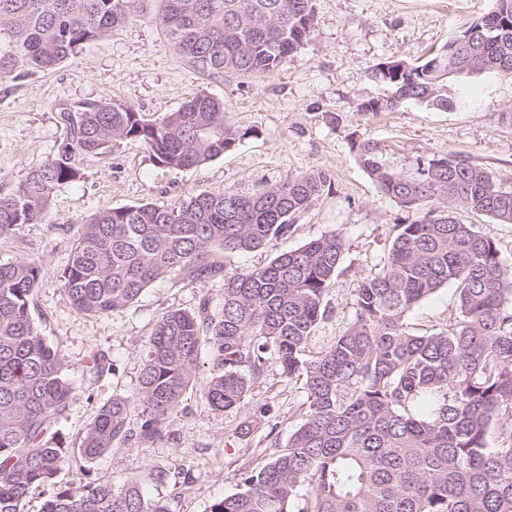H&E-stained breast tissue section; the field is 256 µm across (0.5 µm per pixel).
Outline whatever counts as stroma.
I'll use <instances>...</instances> for the list:
<instances>
[{"mask_svg":"<svg viewBox=\"0 0 512 512\" xmlns=\"http://www.w3.org/2000/svg\"><path fill=\"white\" fill-rule=\"evenodd\" d=\"M313 5L310 37L264 79L194 70L155 24L158 0H140L137 16L112 36L87 43L48 72L0 83L2 194L57 157L67 136L57 114L62 105L117 99L154 121L204 92L223 101L226 124L242 135L224 156L182 170L155 163L133 139L105 156L77 157L80 179L57 189L45 219L0 236V263L26 259L41 268L33 313L43 335L59 345L73 382L70 408L58 423L67 442L77 441L104 403L134 397L142 348L164 312L197 311L205 298L216 308L224 299L220 280L202 287L162 279L127 309L77 313L61 288V275L79 227L99 211L147 202L174 207L214 190L247 195L308 170L327 173L330 185L287 238L225 260L227 269L249 270L321 235L341 238L342 260L326 295L330 314L310 341L316 352L329 347L352 319L356 290L386 264L397 225L420 217L378 188L358 165L352 141L379 143L389 168L409 177L418 176L431 159L461 155L491 169L500 189L512 192V78L480 74L455 80L458 104L447 111L413 102L375 117L360 110L362 102L390 94L370 76L375 63L425 57L487 15L495 0H313ZM458 315L457 293L448 285L415 307L408 322L422 333ZM93 347L107 351L116 366L97 381L85 374ZM306 412L302 381L284 377L271 363L238 407L216 412L201 387H194L166 441L123 443L92 463L65 470L60 482L119 486L135 477L148 496H166L170 512H207L212 501L235 492L237 470L264 465L287 444ZM160 469L189 470L194 481L172 494L152 479Z\"/></svg>","mask_w":512,"mask_h":512,"instance_id":"obj_1","label":"stroma"}]
</instances>
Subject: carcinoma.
I'll use <instances>...</instances> for the list:
<instances>
[{
    "label": "carcinoma",
    "instance_id": "cac0c4a2",
    "mask_svg": "<svg viewBox=\"0 0 512 512\" xmlns=\"http://www.w3.org/2000/svg\"><path fill=\"white\" fill-rule=\"evenodd\" d=\"M139 0H0V82L54 69L88 42L138 12ZM312 0H160L155 22L176 52L210 76L273 74L308 38ZM512 77V0L495 8L419 64L387 60L371 76L394 89L360 110L396 112L406 101L438 110L456 105L461 74ZM68 137L56 158L0 195V236L41 222L56 190L80 178L74 158L106 155L125 139L153 160L187 169L224 155L240 140L224 123V105L205 93L146 121L121 100L60 109ZM359 165L400 206L422 212L396 225L386 264L364 280L355 313L333 344L308 350L328 314L327 286L341 261L334 233L274 257L265 266L227 272L216 260L285 238L321 196L323 171H307L249 196L212 191L177 207L139 203L104 209L79 232L62 287L72 307L103 315L138 301L155 281L180 276L205 284L224 275V302L157 320L138 381L139 424L129 403L103 404L78 443L56 429L71 403L72 381L58 346L32 314L41 269L0 263V512H25L31 491L41 512H170L139 481L120 487L62 485L61 472L91 463L114 445L158 444L197 380L201 351L209 377L203 395L224 412L243 401L266 364L304 378L307 415L260 468L235 474L238 491L208 512H512V268L497 243L464 224L456 210L512 224V192L488 168L453 155L432 159L417 177L386 166L382 148L353 142ZM456 286L457 319L417 334L409 312L438 289ZM86 371H114L93 349ZM156 484L176 491L190 472L158 470ZM307 485L301 498L298 488Z\"/></svg>",
    "mask_w": 512,
    "mask_h": 512
}]
</instances>
